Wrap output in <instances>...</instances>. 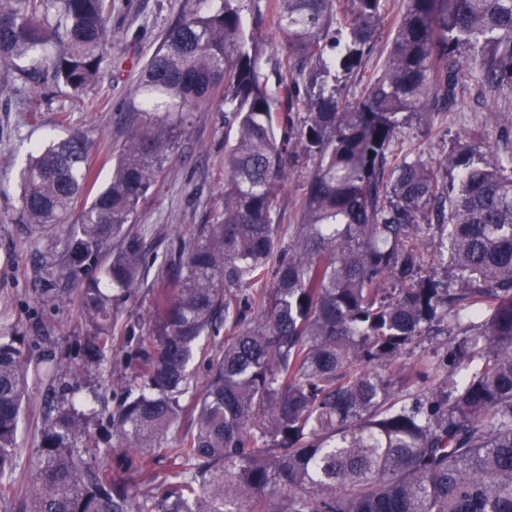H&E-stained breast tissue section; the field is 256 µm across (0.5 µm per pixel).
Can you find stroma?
<instances>
[{
    "label": "stroma",
    "mask_w": 512,
    "mask_h": 512,
    "mask_svg": "<svg viewBox=\"0 0 512 512\" xmlns=\"http://www.w3.org/2000/svg\"><path fill=\"white\" fill-rule=\"evenodd\" d=\"M112 53L101 67L91 91L99 101L88 111L76 103L64 87L52 90L18 80L0 68V336L21 337L26 356L38 359L54 349L66 362L83 367L79 341L87 332L76 306L35 303L33 287L39 276L41 254L55 242L29 234L19 220L20 172L33 147L75 132L96 141L92 156L97 187L112 177V152L127 137L124 116L133 101L139 70L158 45L162 34L178 15L189 9H205L209 0H112ZM246 32L260 40L259 68L266 87L280 106L288 97L278 84L287 50L278 28L273 0H240ZM67 124H59L61 113ZM222 100L193 113L185 136L165 166L159 182L141 201L133 218L154 260L148 277L126 303L121 323L131 332L118 357L93 367L78 382V397L104 408L91 422L86 443L111 445L109 415L123 397L116 387L118 373L134 358L141 335L140 325L153 312L154 292L171 245L190 242L201 225L213 223L224 205V142L230 129ZM399 138L404 147L419 148L424 159L434 160L448 150L453 139L480 147H512V93L495 98L472 92L448 111L433 115L429 124L409 118ZM314 169L312 159L300 160L288 175L280 200L283 237H290L301 207L307 181ZM50 385L30 379L25 398L26 413L18 437L17 470L32 482L40 456L43 404Z\"/></svg>",
    "instance_id": "stroma-1"
}]
</instances>
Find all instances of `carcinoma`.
Segmentation results:
<instances>
[{"label":"carcinoma","instance_id":"cac0c4a2","mask_svg":"<svg viewBox=\"0 0 512 512\" xmlns=\"http://www.w3.org/2000/svg\"><path fill=\"white\" fill-rule=\"evenodd\" d=\"M387 0H276L288 59L279 109L245 34L238 0L184 11L147 59L109 185L89 193L92 143L36 147L20 217L62 233L36 295L77 304L87 364L118 350L119 313L150 269L130 224L216 97L235 126L224 209L164 266L156 315L110 418L115 469L77 437L93 409H51L22 512H512V150L456 139L428 161L399 145L411 114L447 111L475 88L512 93V0H402L387 55L361 99L318 84L313 64L351 73L380 34ZM112 0H0V62L79 98L108 55ZM319 86L294 110L300 82ZM316 160L288 246V169ZM456 331L429 394L400 359ZM224 334L211 346L208 337ZM208 379L186 398L190 365ZM28 363L0 336V499L21 492L15 450ZM50 382L80 374L50 351ZM187 425L166 438L177 421ZM162 458L168 470L155 471Z\"/></svg>","mask_w":512,"mask_h":512}]
</instances>
